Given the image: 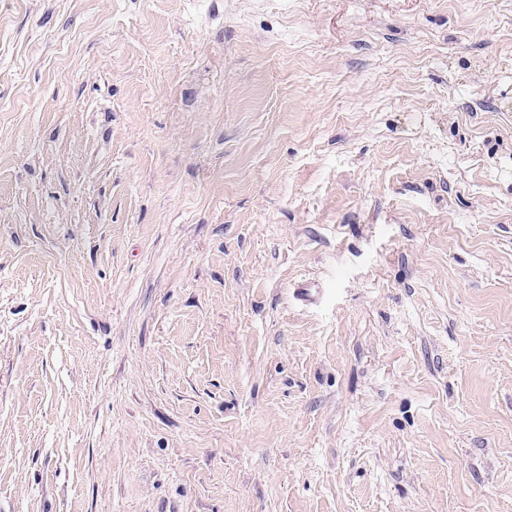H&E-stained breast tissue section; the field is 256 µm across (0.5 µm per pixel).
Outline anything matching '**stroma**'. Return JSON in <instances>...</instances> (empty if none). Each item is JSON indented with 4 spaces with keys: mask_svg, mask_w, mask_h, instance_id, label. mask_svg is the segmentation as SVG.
<instances>
[{
    "mask_svg": "<svg viewBox=\"0 0 512 512\" xmlns=\"http://www.w3.org/2000/svg\"><path fill=\"white\" fill-rule=\"evenodd\" d=\"M0 512H512V0H0Z\"/></svg>",
    "mask_w": 512,
    "mask_h": 512,
    "instance_id": "obj_1",
    "label": "stroma"
}]
</instances>
